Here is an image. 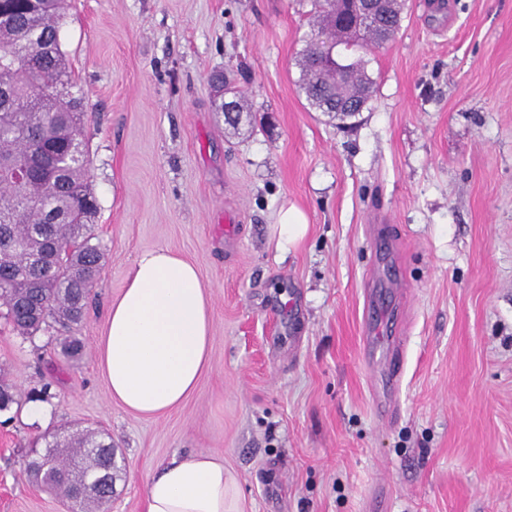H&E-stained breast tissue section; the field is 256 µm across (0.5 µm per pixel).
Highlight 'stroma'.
I'll return each instance as SVG.
<instances>
[{
    "mask_svg": "<svg viewBox=\"0 0 512 512\" xmlns=\"http://www.w3.org/2000/svg\"><path fill=\"white\" fill-rule=\"evenodd\" d=\"M310 0H72L61 48L105 248L78 361L0 322V378L49 386V416L0 414V512H67L22 468L58 431L98 430L120 476L104 512H142L157 465L221 454L245 512H512V0H405L364 56L373 96L346 122L310 108ZM250 111L232 131L212 78ZM309 230L279 253L271 226ZM382 223L379 235L368 227ZM193 262L211 362L161 417L113 401L96 360L142 251ZM406 288L396 409L363 357L368 273ZM306 223L304 214L296 208H288L279 214L278 224H272V235L280 253H288L305 238L309 226Z\"/></svg>",
    "mask_w": 512,
    "mask_h": 512,
    "instance_id": "1",
    "label": "stroma"
}]
</instances>
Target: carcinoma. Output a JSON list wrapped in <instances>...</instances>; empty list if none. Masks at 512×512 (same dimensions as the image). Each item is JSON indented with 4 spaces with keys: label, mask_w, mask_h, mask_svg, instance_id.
<instances>
[{
    "label": "carcinoma",
    "mask_w": 512,
    "mask_h": 512,
    "mask_svg": "<svg viewBox=\"0 0 512 512\" xmlns=\"http://www.w3.org/2000/svg\"><path fill=\"white\" fill-rule=\"evenodd\" d=\"M395 2L388 0L384 20L360 22L346 0H312L315 20L299 60L312 108L344 121L367 106L374 81L364 62L342 61L352 79L338 83L323 54L330 44L353 54L389 41L401 22ZM61 12L62 0H0V316L26 338L65 332L60 354L77 359L82 342L71 329L84 317L104 252L92 224L84 96L61 49ZM114 452L94 431L55 437L26 471L77 512H97L114 494ZM87 481L97 491L77 496Z\"/></svg>",
    "instance_id": "carcinoma-1"
}]
</instances>
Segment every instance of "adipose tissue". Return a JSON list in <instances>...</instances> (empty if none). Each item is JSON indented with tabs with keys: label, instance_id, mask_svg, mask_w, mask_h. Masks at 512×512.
Masks as SVG:
<instances>
[{
	"label": "adipose tissue",
	"instance_id": "ef3b65f1",
	"mask_svg": "<svg viewBox=\"0 0 512 512\" xmlns=\"http://www.w3.org/2000/svg\"><path fill=\"white\" fill-rule=\"evenodd\" d=\"M213 314L197 267L165 247L141 252L97 338L112 400L138 416L183 404L210 365ZM144 512H244L223 457L198 452L170 461L145 482Z\"/></svg>",
	"mask_w": 512,
	"mask_h": 512
}]
</instances>
